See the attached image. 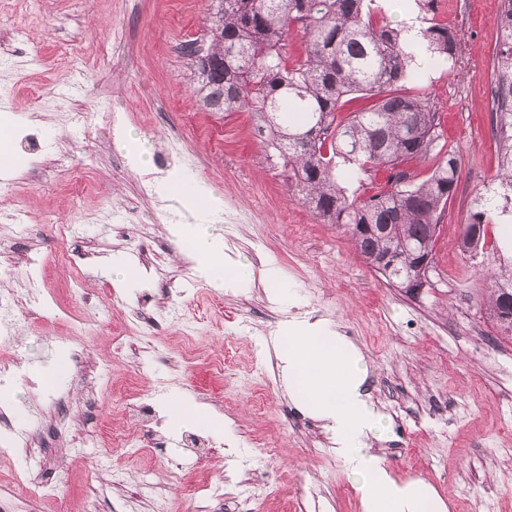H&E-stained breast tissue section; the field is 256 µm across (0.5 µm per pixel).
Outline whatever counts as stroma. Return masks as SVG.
Returning <instances> with one entry per match:
<instances>
[{
  "instance_id": "1",
  "label": "stroma",
  "mask_w": 512,
  "mask_h": 512,
  "mask_svg": "<svg viewBox=\"0 0 512 512\" xmlns=\"http://www.w3.org/2000/svg\"><path fill=\"white\" fill-rule=\"evenodd\" d=\"M207 0H0V39L23 38L0 56V126L14 154L0 188H13L26 222H0V293L25 304L40 285L43 315L0 319V357L23 380L0 379L29 447L0 453V512H218L203 494L222 484L253 498V512H360L352 483L317 422L299 414L274 355L262 344L281 322L308 315L339 325L366 354L372 400L392 435L372 446L403 478H425L449 512H512V335L481 304L506 252L458 247L472 203L493 183V60L501 0H432L427 16L457 31L459 56L423 73L416 92L461 161L434 249L432 287L409 293L375 274L333 225L299 201L260 147L257 117L209 112L196 92L185 44L203 40ZM124 124L151 150L154 176L178 169L224 199L225 250L254 270L226 290L200 276L169 229L175 215L144 189L114 140ZM42 128L39 148L28 134ZM96 187L81 196L82 182ZM75 232L58 237L54 224ZM43 263L23 264V251ZM90 251L84 284L68 288L55 263ZM162 259L144 266V252ZM138 274L114 287L110 262ZM276 266L297 306L273 303L264 267ZM178 292L163 329L136 326L143 299ZM83 357L85 373L74 370ZM66 371L51 386L36 372ZM157 390L161 448L112 445L137 426L132 411ZM186 397L214 422L171 427L164 411ZM59 428L57 445L41 433ZM273 454L258 456L256 440Z\"/></svg>"
}]
</instances>
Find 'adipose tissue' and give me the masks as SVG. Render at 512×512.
<instances>
[{"mask_svg": "<svg viewBox=\"0 0 512 512\" xmlns=\"http://www.w3.org/2000/svg\"><path fill=\"white\" fill-rule=\"evenodd\" d=\"M153 187L178 214L171 232L191 241L199 271L224 288L250 280V269L225 255L224 239L215 231L224 210L221 196L189 186L175 171L157 178ZM273 347L289 396L320 422L352 479L361 512H447L425 479L396 480L385 459L373 452L372 440L389 437L390 425L365 390L366 357L347 336L317 319L291 320L274 337Z\"/></svg>", "mask_w": 512, "mask_h": 512, "instance_id": "1", "label": "adipose tissue"}]
</instances>
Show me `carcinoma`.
I'll use <instances>...</instances> for the list:
<instances>
[{
	"instance_id": "cac0c4a2",
	"label": "carcinoma",
	"mask_w": 512,
	"mask_h": 512,
	"mask_svg": "<svg viewBox=\"0 0 512 512\" xmlns=\"http://www.w3.org/2000/svg\"><path fill=\"white\" fill-rule=\"evenodd\" d=\"M376 0H210L207 62H195L203 105L213 112H255L268 129L266 153L278 160L299 200L325 224L343 229L356 252L388 282L412 291L415 264L433 256L436 228L455 191L459 159L444 152L422 181L404 162L420 160L439 147L436 108L410 92L421 69L407 51L402 30L381 15ZM299 26L303 55L288 59V34ZM430 65L456 59L459 41L449 27L422 28ZM512 0L498 19L494 58V140L499 152L503 195L476 198L467 225L480 228L478 240L463 234L460 247L471 252L486 243L487 226L512 203ZM350 95L370 96L364 112L337 119ZM351 176L376 167L391 170L388 190L361 198L342 185L340 166ZM512 302V261L495 269L486 313L506 332L502 319Z\"/></svg>"
}]
</instances>
